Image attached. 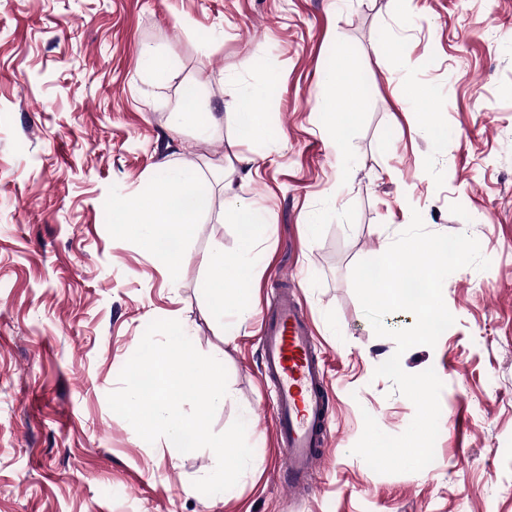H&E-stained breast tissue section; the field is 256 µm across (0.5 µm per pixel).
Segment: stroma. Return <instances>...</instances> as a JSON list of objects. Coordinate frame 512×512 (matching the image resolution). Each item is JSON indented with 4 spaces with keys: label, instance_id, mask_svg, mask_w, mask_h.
Here are the masks:
<instances>
[{
    "label": "stroma",
    "instance_id": "35a3bbf8",
    "mask_svg": "<svg viewBox=\"0 0 512 512\" xmlns=\"http://www.w3.org/2000/svg\"><path fill=\"white\" fill-rule=\"evenodd\" d=\"M146 45L170 65L164 84ZM272 75L269 133L240 139L238 101ZM201 76L205 111L172 127ZM332 99L349 112L326 114ZM185 163L211 208L173 276L112 207ZM232 200L266 219L248 288L225 299L249 308L241 325L214 320L201 263L240 251ZM416 211L429 232L476 238L490 266L450 274L454 324L400 355L443 383L433 462L379 474L352 452L364 414L398 435L415 407L375 374L396 343L351 271ZM286 276L331 397L306 492L282 480L260 375L261 318ZM156 319L227 370L213 429L244 417L253 449L228 491L193 487L211 450L147 443L109 407ZM0 512H512V0H0Z\"/></svg>",
    "mask_w": 512,
    "mask_h": 512
}]
</instances>
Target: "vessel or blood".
Here are the masks:
<instances>
[{
    "instance_id": "1",
    "label": "vessel or blood",
    "mask_w": 512,
    "mask_h": 512,
    "mask_svg": "<svg viewBox=\"0 0 512 512\" xmlns=\"http://www.w3.org/2000/svg\"><path fill=\"white\" fill-rule=\"evenodd\" d=\"M262 333L263 374L273 392L275 439L285 451L288 481L297 489L322 460L328 398L312 323L291 282L283 283L276 302L264 313Z\"/></svg>"
}]
</instances>
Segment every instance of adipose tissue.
<instances>
[{"label": "adipose tissue", "instance_id": "obj_1", "mask_svg": "<svg viewBox=\"0 0 512 512\" xmlns=\"http://www.w3.org/2000/svg\"><path fill=\"white\" fill-rule=\"evenodd\" d=\"M200 181L196 165L163 168L157 193L114 204L113 221L126 235L153 251L171 272H178L182 252L177 244L190 237L200 216L211 206Z\"/></svg>", "mask_w": 512, "mask_h": 512}]
</instances>
